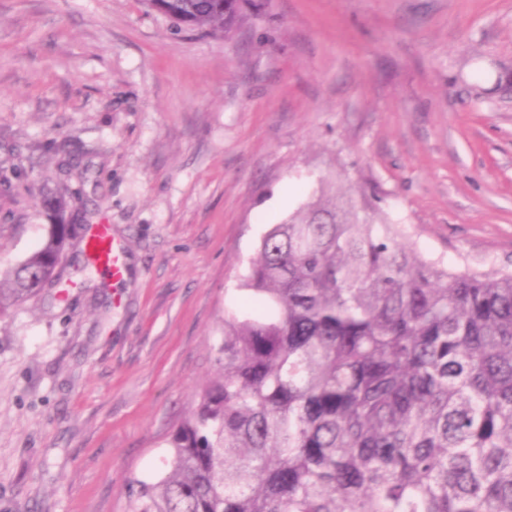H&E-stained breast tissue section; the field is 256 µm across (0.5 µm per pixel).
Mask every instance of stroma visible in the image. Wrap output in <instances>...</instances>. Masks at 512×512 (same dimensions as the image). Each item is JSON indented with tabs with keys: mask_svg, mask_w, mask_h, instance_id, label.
Returning a JSON list of instances; mask_svg holds the SVG:
<instances>
[{
	"mask_svg": "<svg viewBox=\"0 0 512 512\" xmlns=\"http://www.w3.org/2000/svg\"><path fill=\"white\" fill-rule=\"evenodd\" d=\"M230 40L142 0H0V269L107 224L112 283L0 315V512H124L217 369L269 225L331 181L419 252L512 270V0H259Z\"/></svg>",
	"mask_w": 512,
	"mask_h": 512,
	"instance_id": "35a3bbf8",
	"label": "stroma"
}]
</instances>
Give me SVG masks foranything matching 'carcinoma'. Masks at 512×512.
<instances>
[{"label": "carcinoma", "mask_w": 512, "mask_h": 512, "mask_svg": "<svg viewBox=\"0 0 512 512\" xmlns=\"http://www.w3.org/2000/svg\"><path fill=\"white\" fill-rule=\"evenodd\" d=\"M230 37L252 0H145ZM52 224L0 271V312L58 280ZM366 195L322 189L270 225L224 318L218 376L125 512H512V272L425 258Z\"/></svg>", "instance_id": "carcinoma-1"}]
</instances>
